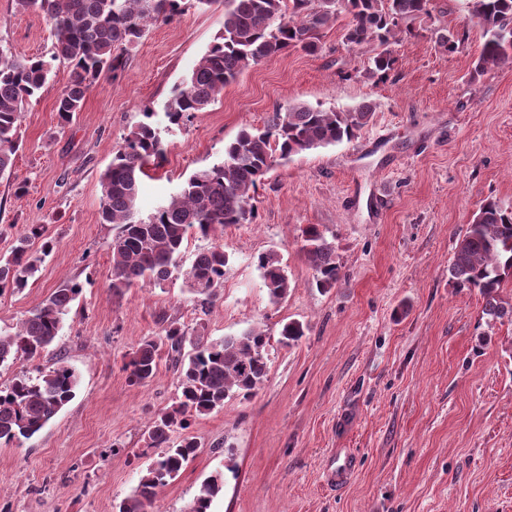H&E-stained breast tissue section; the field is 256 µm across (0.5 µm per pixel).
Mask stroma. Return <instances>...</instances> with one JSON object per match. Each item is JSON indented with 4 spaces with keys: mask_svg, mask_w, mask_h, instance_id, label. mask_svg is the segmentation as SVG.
Masks as SVG:
<instances>
[{
    "mask_svg": "<svg viewBox=\"0 0 512 512\" xmlns=\"http://www.w3.org/2000/svg\"><path fill=\"white\" fill-rule=\"evenodd\" d=\"M434 7L393 45L398 68L386 82L339 76L365 58L342 45L343 16L316 53L250 67L176 129L164 115L169 91L213 44L221 13L189 2L151 25L117 79L102 78L67 124L56 100L68 70L57 69L23 112L12 177L0 180V257L34 225L45 233L32 250H51L26 288L0 294V327L80 283L54 350L39 360L49 367L64 355L79 385L37 434L0 444V512H117L159 454L148 426L178 393L169 359L144 386L123 369L165 320L205 342L261 328L269 372L253 397L189 417L200 448L151 512H185L218 472L224 491L211 512H512V323L487 322L477 290L448 279L480 202L491 195L512 207V67L471 77L481 31L466 0ZM441 29L465 31L455 54L438 45ZM51 44L43 15L0 0L1 47L36 56ZM364 102L373 118L357 137L278 161L258 187L255 222L225 227L231 261L212 306L201 307L184 278L210 245L194 233L163 286L113 295L117 229L99 221V178L144 108L166 157L142 179L143 217L275 106ZM308 224L336 242L343 277L327 292L300 252ZM270 250L293 284L277 304L255 261ZM290 320L309 332L286 347L279 330ZM340 448L358 466L334 488L324 478Z\"/></svg>",
    "mask_w": 512,
    "mask_h": 512,
    "instance_id": "35a3bbf8",
    "label": "stroma"
}]
</instances>
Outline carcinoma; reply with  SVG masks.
<instances>
[{
  "label": "carcinoma",
  "instance_id": "obj_1",
  "mask_svg": "<svg viewBox=\"0 0 512 512\" xmlns=\"http://www.w3.org/2000/svg\"><path fill=\"white\" fill-rule=\"evenodd\" d=\"M432 0H195L198 7H223V26L216 41L195 63L188 76L175 84L165 104V116L181 126L196 112L214 103L224 86L253 65L289 50L312 53L323 31L343 16V44L372 47L364 69L356 70L378 82L389 79L398 59L389 46L411 25L431 17ZM470 21L482 31L483 43L473 73L512 64V0H467ZM184 0H16L23 11L45 15L53 42L49 55L27 56L0 51V179L11 176L20 140V118L25 107L44 88L60 64L69 68L57 101L61 123L82 110L86 97L102 75L118 76L126 56L149 27L170 22L182 12ZM464 36L446 29L438 43L453 54ZM138 123L114 152L101 175L100 222L115 224L111 244L112 293L119 296L135 284L160 287L177 265L190 232L216 236L231 224H252L257 217L258 184L279 160L350 139L372 119V108L325 110L307 104L277 106L261 128H245L224 145V159L192 173L181 190L154 213L143 218L136 207L147 165H161L166 149L154 124L153 113ZM37 227L19 239L11 257L0 259V294L20 291L34 278L43 255L31 250ZM305 261L315 272L318 288L329 290L341 279L335 240L315 224L302 230ZM229 262L224 244L214 242L198 252L185 272L192 293L201 305L214 302L224 284ZM263 285L273 303L288 296L292 284L279 255L270 251L257 258ZM449 280L458 288L478 290L482 315L490 322L512 323V303L501 297L512 282V210L488 197L471 224L457 240L448 265ZM81 292L76 283L55 289L22 320L14 331L0 329V367L29 362L42 356L59 336L69 306ZM306 335L298 321L283 324L281 343L292 346ZM192 346L183 355L185 344ZM264 332L249 328L239 334L206 343L196 342L185 329L170 323L156 336L144 338L125 364L128 381L147 383L162 354L180 372V393L175 403L159 413L148 430L150 446L162 449L157 460L140 476L132 494L118 512H149L157 491L174 480L199 448L196 438L172 434L185 428L186 417L224 407V400L249 398L266 380L269 367ZM78 376L64 355L36 375L21 372L0 387V442L30 438L75 396ZM224 489V476L209 477L186 512H209L212 499Z\"/></svg>",
  "mask_w": 512,
  "mask_h": 512
}]
</instances>
